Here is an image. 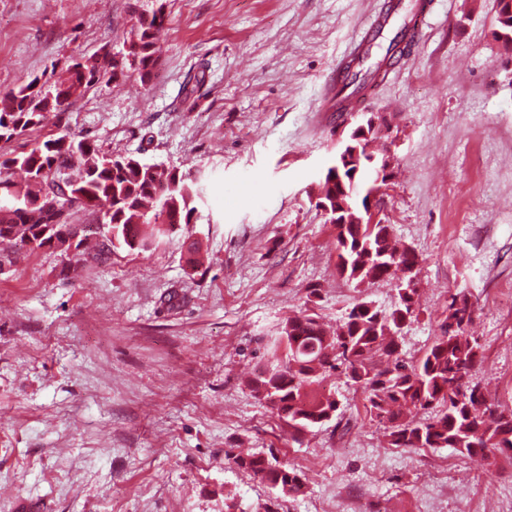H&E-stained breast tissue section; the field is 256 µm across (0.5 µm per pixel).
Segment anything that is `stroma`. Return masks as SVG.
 I'll return each instance as SVG.
<instances>
[{
    "instance_id": "stroma-1",
    "label": "stroma",
    "mask_w": 512,
    "mask_h": 512,
    "mask_svg": "<svg viewBox=\"0 0 512 512\" xmlns=\"http://www.w3.org/2000/svg\"><path fill=\"white\" fill-rule=\"evenodd\" d=\"M427 1L362 106L385 130L376 148L394 154L381 216L419 258L418 316L398 341L420 356L449 295H466L484 348L472 380L512 408V45L494 36L495 0ZM155 2L0 0V92L119 51L133 8ZM163 2L148 83L95 86L66 126L51 117L0 146L87 137L204 188L193 223L147 249L103 263L41 251L0 269V512H512V464L492 473L479 456L390 446L345 375L318 387L337 419L296 438L247 384L296 312L332 327L358 300L398 302L395 281L340 277L313 194L354 119L317 106L391 0ZM200 69L189 112L181 88ZM239 453L301 469L302 493L277 496Z\"/></svg>"
}]
</instances>
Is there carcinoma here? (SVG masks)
<instances>
[{
	"instance_id": "carcinoma-1",
	"label": "carcinoma",
	"mask_w": 512,
	"mask_h": 512,
	"mask_svg": "<svg viewBox=\"0 0 512 512\" xmlns=\"http://www.w3.org/2000/svg\"><path fill=\"white\" fill-rule=\"evenodd\" d=\"M408 16L383 44L387 60L399 57L410 45ZM164 21L162 9L137 10L112 60L102 54L79 57L65 64L67 78L35 76L0 95V143H8L43 124L51 112L60 117L72 101L90 88L111 84L132 71L141 81L151 77L161 53L156 33ZM496 35L512 44V0H496ZM202 70L189 74L182 87L187 110L204 82ZM201 188L174 168L147 163L133 155L113 156L95 142L64 134L47 139L30 151L7 157L0 154V244L13 254H32L46 248L62 256L80 244L74 208L96 213L92 260L102 262L113 250L144 249L152 236L180 224L193 223L195 200ZM336 186L325 178L316 207H335ZM364 201L353 197L336 225L337 269L360 287L376 280H399V301L386 311L372 302H355L333 330L305 309L288 318L282 328L284 356L272 352V365L249 380L259 397L269 401L288 426L301 434L336 416V399L313 395L326 375L341 371L365 395L369 417L387 425L396 448H450L465 456L480 453L498 463L512 461V412L489 402L480 386L462 380L481 359L482 350L470 332L473 319L458 316L448 305L447 321L424 354L406 359L397 334L417 316V288L407 287L398 272L415 254L399 247L389 224H361ZM236 464L264 479L280 494H298L302 471L268 458L241 454Z\"/></svg>"
}]
</instances>
